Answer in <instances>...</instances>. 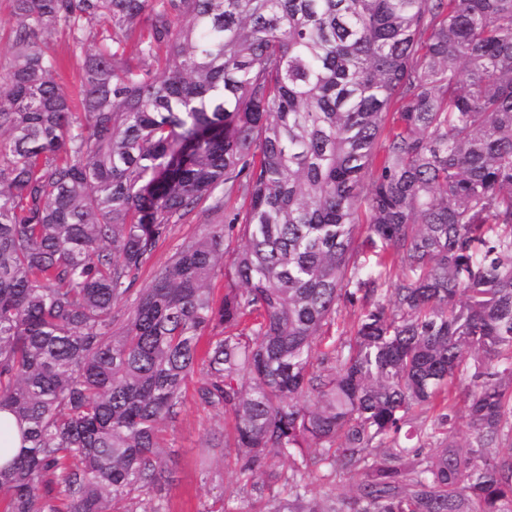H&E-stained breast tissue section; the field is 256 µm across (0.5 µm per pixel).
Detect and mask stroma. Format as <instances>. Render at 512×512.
Returning a JSON list of instances; mask_svg holds the SVG:
<instances>
[{
  "mask_svg": "<svg viewBox=\"0 0 512 512\" xmlns=\"http://www.w3.org/2000/svg\"><path fill=\"white\" fill-rule=\"evenodd\" d=\"M204 223V217L193 213L173 225L151 262L139 272L137 288L147 287L182 244L201 234ZM197 385V380L189 381L179 417L163 427L162 446L172 472L165 512H207L211 507L255 512L257 505L244 489L245 476L232 447L231 421L199 403Z\"/></svg>",
  "mask_w": 512,
  "mask_h": 512,
  "instance_id": "1",
  "label": "stroma"
}]
</instances>
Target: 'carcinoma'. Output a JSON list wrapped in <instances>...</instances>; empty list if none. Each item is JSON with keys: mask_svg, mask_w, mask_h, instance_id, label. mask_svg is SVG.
<instances>
[{"mask_svg": "<svg viewBox=\"0 0 512 512\" xmlns=\"http://www.w3.org/2000/svg\"><path fill=\"white\" fill-rule=\"evenodd\" d=\"M12 8L0 512H163L160 426L195 373L258 512H512V0ZM195 211L220 221L119 323ZM313 472L359 477L347 506ZM45 37L49 49L56 52L61 58L67 59L71 55L72 38L67 29L58 26Z\"/></svg>", "mask_w": 512, "mask_h": 512, "instance_id": "obj_1", "label": "carcinoma"}]
</instances>
